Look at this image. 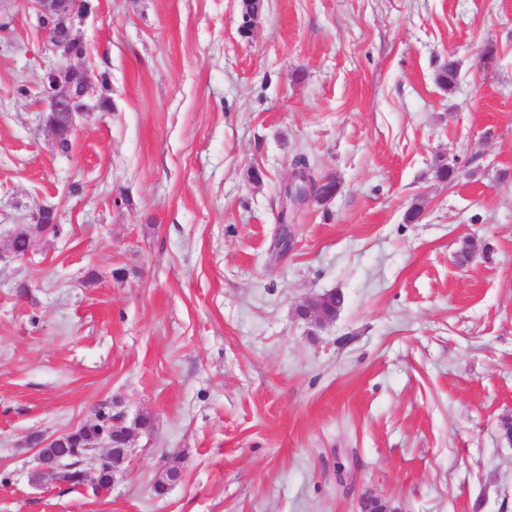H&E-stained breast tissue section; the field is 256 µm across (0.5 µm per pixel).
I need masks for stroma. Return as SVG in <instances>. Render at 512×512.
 Returning a JSON list of instances; mask_svg holds the SVG:
<instances>
[{"label": "stroma", "instance_id": "stroma-1", "mask_svg": "<svg viewBox=\"0 0 512 512\" xmlns=\"http://www.w3.org/2000/svg\"><path fill=\"white\" fill-rule=\"evenodd\" d=\"M94 3L112 107L67 152L28 0L0 32V512H512V0H263L246 35L241 0ZM300 156L339 190L282 254ZM103 407L153 423L112 489L35 482L31 438ZM327 299L331 305H336V302L344 304V297L340 293L332 294ZM327 299L319 295L307 298L300 307L303 318L313 322L319 328L332 323L339 312L328 307Z\"/></svg>", "mask_w": 512, "mask_h": 512}]
</instances>
